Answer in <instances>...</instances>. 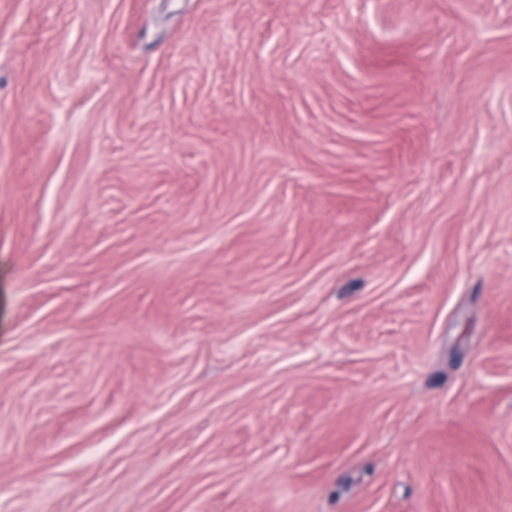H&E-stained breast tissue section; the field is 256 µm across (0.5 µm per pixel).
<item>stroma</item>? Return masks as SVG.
I'll return each instance as SVG.
<instances>
[{
	"label": "stroma",
	"mask_w": 512,
	"mask_h": 512,
	"mask_svg": "<svg viewBox=\"0 0 512 512\" xmlns=\"http://www.w3.org/2000/svg\"><path fill=\"white\" fill-rule=\"evenodd\" d=\"M0 512H512V0H0Z\"/></svg>",
	"instance_id": "1"
}]
</instances>
